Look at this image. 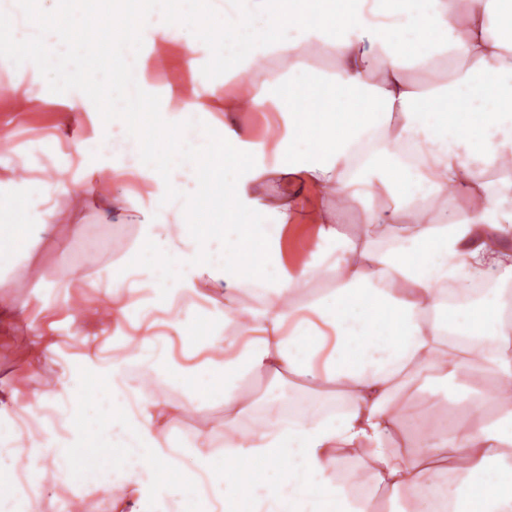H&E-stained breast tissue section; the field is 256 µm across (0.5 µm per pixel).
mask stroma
<instances>
[{
    "instance_id": "35a3bbf8",
    "label": "stroma",
    "mask_w": 512,
    "mask_h": 512,
    "mask_svg": "<svg viewBox=\"0 0 512 512\" xmlns=\"http://www.w3.org/2000/svg\"><path fill=\"white\" fill-rule=\"evenodd\" d=\"M144 57L162 53L167 57L164 71L149 76L146 92L166 96L169 89L193 84L204 89H219L224 95H233L236 86L230 74L207 79L203 65L211 53L208 47L198 49L195 67H188L182 55V46L175 35L143 29ZM7 92H0V227L10 235V245L0 251V267L17 273L25 280L22 289L0 288V299L8 301L16 316L33 322L52 340L60 342L63 359L81 347V339L88 329L75 318L73 302L77 297L93 299L96 308H103L93 283L97 268L120 255V248L102 249L100 238L113 228L126 230L125 245L136 240L137 222L144 218H158L163 224L183 222L179 202L162 205L155 186L148 181L133 184L117 178L113 190L122 193L132 189L135 209L128 221L119 222L107 215L103 206L84 197L86 152L95 130L106 127L112 132V148L100 151V160H112L121 165L125 156L123 147L131 143L123 122L103 123L93 103H86L80 112L70 113L75 94L50 92L46 80L32 63L11 68L0 60V84ZM230 118L258 145L268 143V130L277 118L273 112H235L224 114L216 110L204 116L207 125ZM38 151L41 166L38 177L55 183L56 192L50 203L38 199L26 200L15 206L14 192L20 186L17 170L23 157ZM81 227V235H74V227ZM19 327L14 318L0 316V392L16 390L20 403L34 401L37 392L55 391L65 395L68 379L61 363L47 365L41 373L30 374L21 354L11 343ZM61 476L48 474L41 492L51 512H62L65 499L80 496L86 512H112L111 493L102 491L93 480L62 488Z\"/></svg>"
}]
</instances>
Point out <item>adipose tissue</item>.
I'll return each mask as SVG.
<instances>
[{"mask_svg": "<svg viewBox=\"0 0 512 512\" xmlns=\"http://www.w3.org/2000/svg\"><path fill=\"white\" fill-rule=\"evenodd\" d=\"M285 36L257 47L247 33L267 0H246L232 23L235 96L225 112L266 111L297 95L309 74L326 73L335 121L308 125L289 115L275 137V164L247 136L219 123L224 168V258L191 225H173L178 250L156 225H139L137 249L169 276L148 287L104 265L95 286L108 299L120 352L93 327L65 362L67 395L45 393L51 423L0 399L14 436L0 463L21 475L0 481L11 512H45L35 493L44 473L85 475L77 453L94 444V474L113 512H216V502L258 499L269 512H512V106L489 104L474 81L485 71L512 82V0H337L330 25L321 5L287 0ZM144 163L93 169L88 190L124 175L162 177L163 139L143 137ZM278 183L274 203L258 188ZM385 196L388 213L366 207L358 233L332 224L350 199ZM271 211L277 221L256 223ZM308 217L318 242L288 260V231ZM222 284L220 295L212 285ZM179 336L178 354L158 356L153 312ZM203 378L224 398V420L202 418L174 436L201 396L178 386ZM468 390L465 422L416 418L412 391ZM30 445H22L23 436ZM145 471L116 483L111 465Z\"/></svg>", "mask_w": 512, "mask_h": 512, "instance_id": "ef3b65f1", "label": "adipose tissue"}]
</instances>
